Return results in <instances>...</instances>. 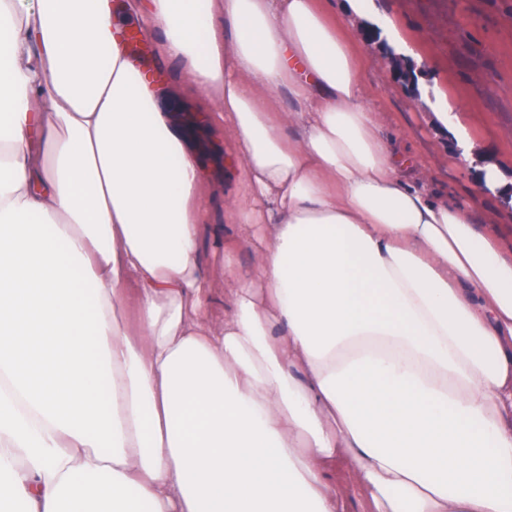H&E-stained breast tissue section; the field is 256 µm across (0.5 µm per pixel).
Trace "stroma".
<instances>
[{
    "mask_svg": "<svg viewBox=\"0 0 512 512\" xmlns=\"http://www.w3.org/2000/svg\"><path fill=\"white\" fill-rule=\"evenodd\" d=\"M372 17L388 35L361 42L368 105L383 117V133L422 155L432 190L470 207L483 230L498 235L512 256V205L498 191H479L477 170L493 162L512 180V0H371ZM427 64L426 93L414 94L387 61L397 43ZM457 111L468 135L469 159L456 157L440 114Z\"/></svg>",
    "mask_w": 512,
    "mask_h": 512,
    "instance_id": "1",
    "label": "stroma"
}]
</instances>
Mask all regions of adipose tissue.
<instances>
[{
    "mask_svg": "<svg viewBox=\"0 0 512 512\" xmlns=\"http://www.w3.org/2000/svg\"><path fill=\"white\" fill-rule=\"evenodd\" d=\"M359 44L321 0H0V512H512V258ZM188 104L178 103L166 99L165 106L169 107L170 112H174L178 118V112H181L182 108ZM182 124L190 131L196 134H200V130L203 128V124L200 121L199 112L193 107L185 108L179 115ZM205 267L204 270L210 274L221 266L224 257V237L210 236L204 244Z\"/></svg>",
    "mask_w": 512,
    "mask_h": 512,
    "instance_id": "ef3b65f1",
    "label": "adipose tissue"
}]
</instances>
